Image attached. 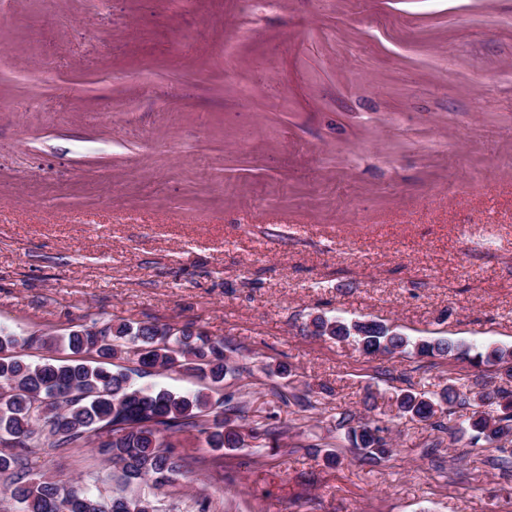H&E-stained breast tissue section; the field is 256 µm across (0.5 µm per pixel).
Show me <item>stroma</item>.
Returning a JSON list of instances; mask_svg holds the SVG:
<instances>
[{"instance_id": "1", "label": "stroma", "mask_w": 512, "mask_h": 512, "mask_svg": "<svg viewBox=\"0 0 512 512\" xmlns=\"http://www.w3.org/2000/svg\"><path fill=\"white\" fill-rule=\"evenodd\" d=\"M318 315L512 347V0H0V328L39 363L94 320L190 326L239 370L212 401L280 432L174 436L163 512H512L492 444L395 406L512 378L364 356ZM30 466L114 488L89 446ZM357 424L349 427L347 432L352 447L367 450L371 455L384 456L390 453L389 444L381 435L386 431L385 427L372 422Z\"/></svg>"}]
</instances>
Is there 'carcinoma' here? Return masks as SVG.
<instances>
[{
    "mask_svg": "<svg viewBox=\"0 0 512 512\" xmlns=\"http://www.w3.org/2000/svg\"><path fill=\"white\" fill-rule=\"evenodd\" d=\"M313 324L323 336L353 339L367 356L393 355L411 348L421 356L438 353L467 359L475 366H499L512 378V349L488 346L473 351L451 340L413 342L375 321L349 325L317 317ZM44 343L62 347L68 359L28 363L16 355L24 340L0 331V475H10V497L20 512H159L151 494L128 496L124 489L142 482L158 490L186 476L168 435L195 432L211 448L235 450L245 446L247 437L265 440L277 434L273 427H252L244 433L224 413L205 419L210 400L201 391L183 395L141 387L128 374L112 370V360L126 358L135 361L143 374L181 369L210 388L222 387L232 372L224 357V343L189 326L122 321L100 328L93 320L65 335L48 336ZM502 398L501 413L495 415L482 409L493 399L492 393L473 400L465 385L448 381L440 395V401L448 404V415L457 407H472L471 415L457 425L451 419L446 424L438 421L437 402L424 394L403 390L396 406L398 414L448 432L452 444L469 429L476 432L474 440L493 443L512 436V395ZM385 431L376 423L360 422L348 428L347 439L354 448L384 456L390 453L382 436ZM45 440L56 449L95 445L100 455L117 466L121 492L106 498L92 484L70 486L54 477L29 473L24 461Z\"/></svg>",
    "mask_w": 512,
    "mask_h": 512,
    "instance_id": "cac0c4a2",
    "label": "carcinoma"
}]
</instances>
